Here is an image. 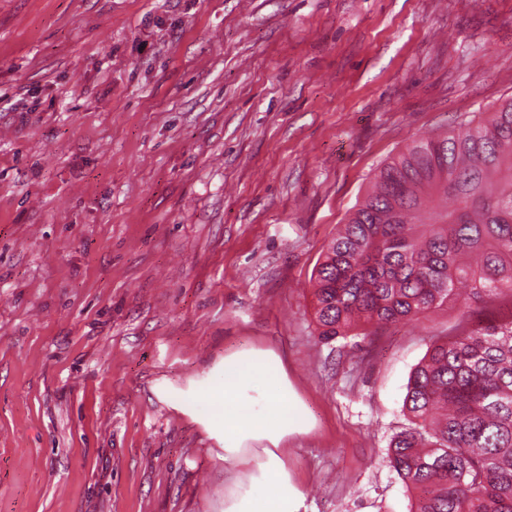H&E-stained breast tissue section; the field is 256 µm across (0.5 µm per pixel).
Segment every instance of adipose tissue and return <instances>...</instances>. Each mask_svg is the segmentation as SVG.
Returning <instances> with one entry per match:
<instances>
[{"instance_id":"1","label":"adipose tissue","mask_w":512,"mask_h":512,"mask_svg":"<svg viewBox=\"0 0 512 512\" xmlns=\"http://www.w3.org/2000/svg\"><path fill=\"white\" fill-rule=\"evenodd\" d=\"M288 371L271 349L224 357V381L208 389L211 421L224 431V512H299L302 495L281 446L304 432L310 413L288 398Z\"/></svg>"}]
</instances>
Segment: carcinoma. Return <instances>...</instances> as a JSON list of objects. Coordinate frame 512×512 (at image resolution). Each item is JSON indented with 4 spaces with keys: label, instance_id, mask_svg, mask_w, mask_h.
Masks as SVG:
<instances>
[{
    "label": "carcinoma",
    "instance_id": "cac0c4a2",
    "mask_svg": "<svg viewBox=\"0 0 512 512\" xmlns=\"http://www.w3.org/2000/svg\"><path fill=\"white\" fill-rule=\"evenodd\" d=\"M314 280L327 341L462 310L463 330L435 337L410 376L389 460L411 512H512V316L469 321L473 304L512 293V99L384 164Z\"/></svg>",
    "mask_w": 512,
    "mask_h": 512
}]
</instances>
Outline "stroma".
<instances>
[{
  "mask_svg": "<svg viewBox=\"0 0 512 512\" xmlns=\"http://www.w3.org/2000/svg\"><path fill=\"white\" fill-rule=\"evenodd\" d=\"M512 98V0H0V512H224L203 393L278 352L300 512H410L409 377L454 308L325 341L378 167Z\"/></svg>",
  "mask_w": 512,
  "mask_h": 512,
  "instance_id": "35a3bbf8",
  "label": "stroma"
}]
</instances>
